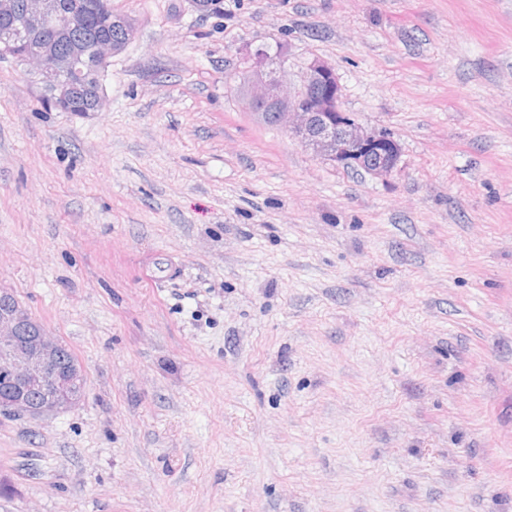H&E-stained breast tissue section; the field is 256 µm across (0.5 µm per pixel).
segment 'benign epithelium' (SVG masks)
I'll return each instance as SVG.
<instances>
[{"label": "benign epithelium", "instance_id": "benign-epithelium-1", "mask_svg": "<svg viewBox=\"0 0 512 512\" xmlns=\"http://www.w3.org/2000/svg\"><path fill=\"white\" fill-rule=\"evenodd\" d=\"M0 16L15 24L22 37L20 55L26 71L52 86L53 102L73 112L74 94L89 81V74L104 73L113 55L123 51L136 35V23L122 14L103 20L107 29L117 28L119 40L104 35L78 43L63 53L44 37L51 21L63 32L80 33L93 24L90 0H0ZM278 63L257 50L246 58L243 84L249 107L265 119L288 127V132L321 159L346 168H361L385 179L400 163L401 148L388 132L365 128L344 109L342 90L334 68L320 58L312 59L299 87L289 91L274 74ZM62 343L51 336L15 298L0 291V380L10 387L0 398V414L39 419L78 404L83 396V367L60 364Z\"/></svg>", "mask_w": 512, "mask_h": 512}]
</instances>
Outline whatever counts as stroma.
<instances>
[{"instance_id":"35a3bbf8","label":"stroma","mask_w":512,"mask_h":512,"mask_svg":"<svg viewBox=\"0 0 512 512\" xmlns=\"http://www.w3.org/2000/svg\"><path fill=\"white\" fill-rule=\"evenodd\" d=\"M112 0L98 112L0 59V290L83 400L0 414V512H512V0ZM330 63L399 169L233 74ZM245 61L242 81L253 111L284 124L302 145L337 166L382 179L398 169L399 143L385 130L363 127L343 109L341 86L328 62L313 58L299 87L289 91L273 76L288 61L287 49L278 63L258 49Z\"/></svg>"}]
</instances>
